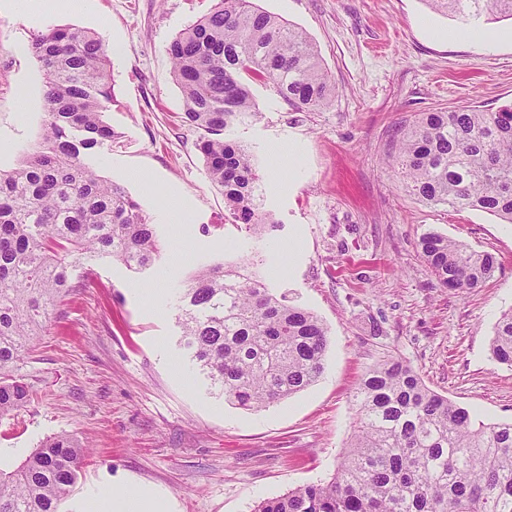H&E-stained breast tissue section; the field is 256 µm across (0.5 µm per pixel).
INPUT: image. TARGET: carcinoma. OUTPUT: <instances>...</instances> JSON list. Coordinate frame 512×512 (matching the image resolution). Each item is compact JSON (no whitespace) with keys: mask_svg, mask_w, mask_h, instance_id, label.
I'll return each mask as SVG.
<instances>
[{"mask_svg":"<svg viewBox=\"0 0 512 512\" xmlns=\"http://www.w3.org/2000/svg\"><path fill=\"white\" fill-rule=\"evenodd\" d=\"M426 2L463 24L512 19V0ZM31 50L42 64L48 109L41 142L19 167L0 171V420L29 400L12 367L74 287V264L110 258L144 271L159 258L155 225L139 202L85 160V151L119 139L104 119L112 89L101 42L89 31L56 27L37 35ZM168 54L184 119L201 130L197 147L224 189L232 223L254 234L275 227L257 202L255 157L231 133L260 117L255 85L301 112L332 103L336 87L312 42L254 0H217ZM395 162L427 203L512 223V103L495 112L421 113L401 133ZM420 247L445 288H480L497 267L493 254L439 232L425 233ZM256 267L199 265L177 315L180 346L217 394L243 409L313 385L328 346L321 320L269 288ZM491 351L512 366V310L495 325ZM354 402L356 425L336 473L253 512H512V422L476 421L395 360L366 371ZM85 458L69 434L46 440L16 470L0 471V512H62Z\"/></svg>","mask_w":512,"mask_h":512,"instance_id":"obj_1","label":"carcinoma"}]
</instances>
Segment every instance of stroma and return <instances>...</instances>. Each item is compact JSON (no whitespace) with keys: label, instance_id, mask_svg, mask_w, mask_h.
Wrapping results in <instances>:
<instances>
[{"label":"stroma","instance_id":"1","mask_svg":"<svg viewBox=\"0 0 512 512\" xmlns=\"http://www.w3.org/2000/svg\"><path fill=\"white\" fill-rule=\"evenodd\" d=\"M75 13L0 12V170L15 168L43 133L47 103L33 38L56 26L93 32L107 51L118 142L90 151L156 226L160 258L135 273L111 259L81 264L14 368L30 399L0 420V469L46 438L88 451L63 505L87 512L111 490L163 493L171 512H253L259 502L330 478L353 433V393L387 360L410 366L432 391L477 419L512 421V367L489 351L512 308V224L479 210L449 211L414 195L394 163L399 127L418 113L512 102V20L490 46L443 39L453 17L425 0H258L302 29L336 86L317 112L255 90L260 121L235 138L260 159L262 205L278 225L263 235L227 216L183 120L168 55L173 38L215 0H81ZM27 99L28 111L18 109ZM293 147L276 160L273 145ZM140 171L141 180L130 177ZM182 204L173 223L167 204ZM431 230L492 253L494 277L476 290L442 287L419 253ZM185 260L173 265L174 252ZM261 255V272L328 329L325 368L311 387L247 411L225 403L177 345L179 294L197 264Z\"/></svg>","mask_w":512,"mask_h":512}]
</instances>
